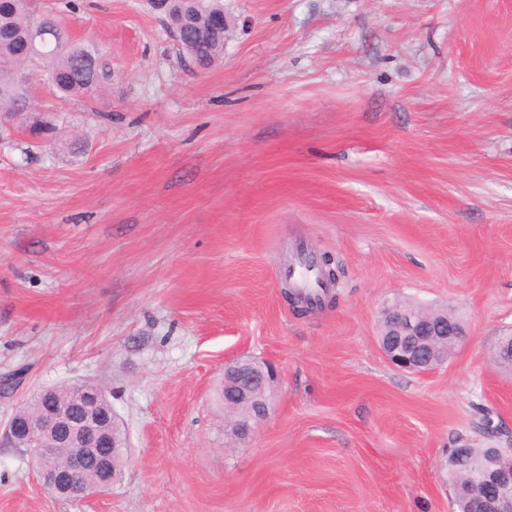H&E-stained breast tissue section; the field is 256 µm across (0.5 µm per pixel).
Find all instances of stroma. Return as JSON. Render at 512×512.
I'll return each instance as SVG.
<instances>
[{
  "instance_id": "obj_1",
  "label": "stroma",
  "mask_w": 512,
  "mask_h": 512,
  "mask_svg": "<svg viewBox=\"0 0 512 512\" xmlns=\"http://www.w3.org/2000/svg\"><path fill=\"white\" fill-rule=\"evenodd\" d=\"M222 60L183 59L158 0H33L112 64L52 95L51 133L0 125V423L36 393L102 385L122 478L55 497L0 445V512H451V449L512 426V0H222ZM81 138L84 153L65 141ZM340 266L307 312L279 268ZM445 308L466 336L416 375L379 347L384 308ZM279 374L230 434L224 364Z\"/></svg>"
}]
</instances>
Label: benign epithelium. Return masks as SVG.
Returning <instances> with one entry per match:
<instances>
[{
	"mask_svg": "<svg viewBox=\"0 0 512 512\" xmlns=\"http://www.w3.org/2000/svg\"><path fill=\"white\" fill-rule=\"evenodd\" d=\"M189 18L227 26L224 10L213 8ZM381 350L396 369L418 374L431 372L448 361L464 341L457 318L448 313L424 311L397 303L384 309ZM278 380L276 369L251 359H236L224 364L221 399L224 410L233 415L232 434L238 439L252 435L269 414L270 397ZM72 405L60 410L52 405L42 412L41 429H34L20 411L0 431V441L13 448H28L39 458L57 448H67L64 463L56 470L37 469L38 477L52 494L62 498H90L111 488L108 476L112 459L100 449L127 448L126 439H111L106 431L115 422L112 404L100 387L72 385ZM490 465L472 476L466 512H512V436L507 445L492 449ZM91 463L101 466L102 479L95 486H79L83 469Z\"/></svg>",
	"mask_w": 512,
	"mask_h": 512,
	"instance_id": "benign-epithelium-1",
	"label": "benign epithelium"
}]
</instances>
